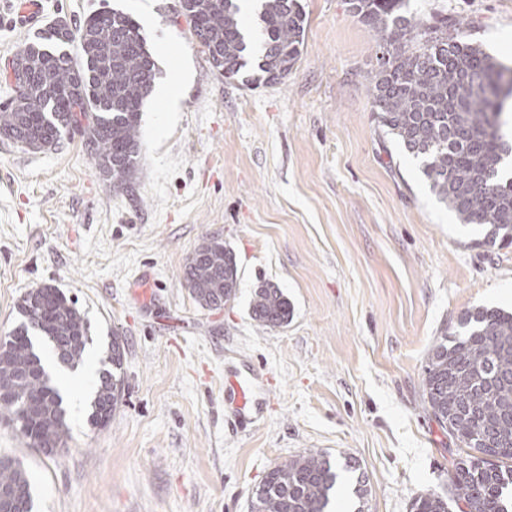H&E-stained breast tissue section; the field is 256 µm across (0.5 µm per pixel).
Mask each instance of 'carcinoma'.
<instances>
[{"label": "carcinoma", "mask_w": 512, "mask_h": 512, "mask_svg": "<svg viewBox=\"0 0 512 512\" xmlns=\"http://www.w3.org/2000/svg\"><path fill=\"white\" fill-rule=\"evenodd\" d=\"M406 0H350L353 11L379 41L381 56L370 89L376 119L421 158L420 173L431 190L465 224L489 227L484 243L512 245V176L504 164L512 141L503 130L512 101V67L498 61L443 18L430 24L400 14ZM183 15L214 68L233 78L247 65L250 42L233 0H180ZM260 80L288 77L298 61L306 18L298 0H263ZM69 26H51L42 40L17 54L31 74L23 97L0 110V137L41 150L63 134L82 130L102 176L112 185L131 184L140 157V110L156 77V63L141 25L117 10L100 11L77 29L80 58L58 50ZM237 264L224 242L197 247L185 266V281L203 308L218 309L234 295ZM24 321L0 351V410L15 420L31 447L47 455L67 440L66 411L35 352L29 330L48 338L58 361L72 368L91 341L78 308L52 286L27 292L19 307ZM283 292L260 285L252 319L266 329L288 323ZM124 346L112 338L110 369L99 372L90 424L106 425L119 402L116 383ZM423 395L437 424L466 456L448 472V497L418 495L413 512H512V313L498 307L462 315L457 328L438 337L422 379ZM340 469L317 451L274 464L253 493L249 512H328L339 489ZM31 489L19 463L0 468V490Z\"/></svg>", "instance_id": "1"}]
</instances>
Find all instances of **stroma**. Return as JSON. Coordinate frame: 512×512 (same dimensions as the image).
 <instances>
[{
    "label": "stroma",
    "mask_w": 512,
    "mask_h": 512,
    "mask_svg": "<svg viewBox=\"0 0 512 512\" xmlns=\"http://www.w3.org/2000/svg\"><path fill=\"white\" fill-rule=\"evenodd\" d=\"M302 54L281 82L225 79L181 14L180 0H41L22 22L0 0L5 67L53 21L104 9L142 26L164 84L182 76L175 111L146 99L131 190L99 175L81 134L32 151L0 138V336L18 305L50 285L76 304L91 342L55 386L102 369L125 348L111 421L67 409L52 456L0 416V454L16 458L33 512H248L274 463L317 450L355 459L358 502L344 480L332 512H411L448 493L461 456L426 409L423 370L438 336L479 306L512 309V246L487 248L422 179L419 162L372 110L381 54L349 0H300ZM446 16L512 65V0H410ZM173 46V59L161 55ZM216 238L234 254L236 297L201 308L184 281L194 249ZM262 283L291 305L265 329L250 303ZM266 369L270 403L244 427L224 414V366Z\"/></svg>",
    "instance_id": "1"
}]
</instances>
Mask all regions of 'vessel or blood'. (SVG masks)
Returning a JSON list of instances; mask_svg holds the SVG:
<instances>
[{
    "instance_id": "obj_1",
    "label": "vessel or blood",
    "mask_w": 512,
    "mask_h": 512,
    "mask_svg": "<svg viewBox=\"0 0 512 512\" xmlns=\"http://www.w3.org/2000/svg\"><path fill=\"white\" fill-rule=\"evenodd\" d=\"M224 405L238 419L255 421L267 407L266 375L247 359L224 372Z\"/></svg>"
}]
</instances>
